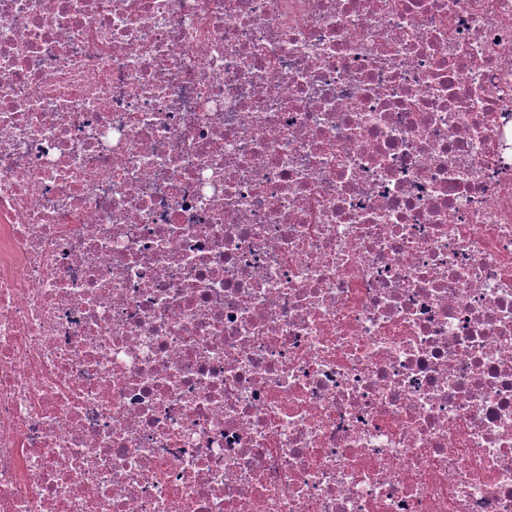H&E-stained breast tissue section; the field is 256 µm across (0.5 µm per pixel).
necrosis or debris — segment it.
I'll list each match as a JSON object with an SVG mask.
<instances>
[{
	"instance_id": "4bbe7bcc",
	"label": "necrosis or debris",
	"mask_w": 512,
	"mask_h": 512,
	"mask_svg": "<svg viewBox=\"0 0 512 512\" xmlns=\"http://www.w3.org/2000/svg\"><path fill=\"white\" fill-rule=\"evenodd\" d=\"M0 512H512V0H0Z\"/></svg>"
}]
</instances>
